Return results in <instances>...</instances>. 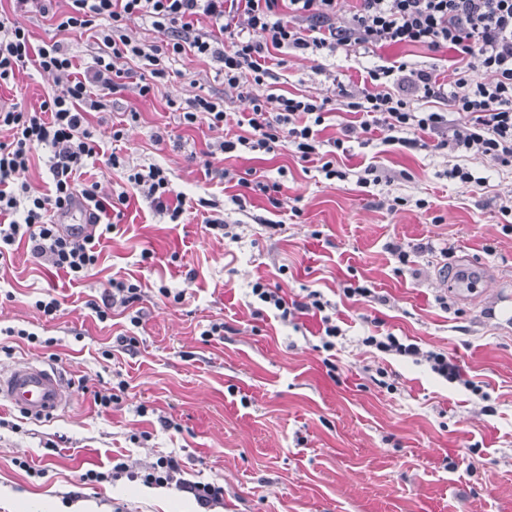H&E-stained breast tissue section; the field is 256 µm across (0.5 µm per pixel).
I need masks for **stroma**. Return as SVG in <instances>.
I'll return each mask as SVG.
<instances>
[{
    "mask_svg": "<svg viewBox=\"0 0 512 512\" xmlns=\"http://www.w3.org/2000/svg\"><path fill=\"white\" fill-rule=\"evenodd\" d=\"M23 23L34 43L65 39L77 65L91 63L90 34H59L35 15ZM275 57L270 93L318 98L399 58L442 74L452 69L450 52L424 47L357 57L284 48ZM168 72L149 98L130 90L105 98L90 117L96 153L79 180L115 194L127 184L107 166L110 154L159 165L187 197L182 223L134 201L101 239L98 263L82 281L53 274L23 244L0 268V368L41 361L72 396L68 408L39 420L0 405V512H69L79 503L87 512H206L176 486L110 477L116 464L140 471L168 454L182 480L223 484V503L207 512H512V324L489 319L482 294L459 299L447 287L472 263L483 278L512 279V214L500 209L512 195V169L479 165L486 185H463L445 177L447 156L383 143L376 130L339 164L376 165L391 177L377 186L326 180L319 161L289 154L219 155L208 175L190 154L221 133L185 128L177 108L198 95L221 98L235 134L250 104L192 54L169 61ZM62 88L30 66L0 88V108L34 112ZM133 111L138 121H129ZM116 126L124 130L117 143ZM251 168L283 184L279 207L222 176ZM238 195L245 208L235 204ZM397 196L406 205L388 209ZM419 199L428 210L416 207ZM215 217L236 225L237 238L206 233ZM391 242L408 263L388 250ZM427 243L451 253L428 255ZM115 278L141 282V326L119 313L99 322L88 308ZM259 278L289 298L321 291L344 330L335 350L321 348L319 318L286 326L270 313L254 316L248 288ZM358 281L387 304L346 298L343 287ZM162 286L171 297L159 294ZM49 295L60 302L52 319L34 306ZM441 296L449 310L439 307ZM214 320L224 322L223 337L202 341ZM17 329L36 333L40 344L14 337ZM387 332L447 350L486 399L358 342ZM122 335L137 338L135 351L117 347ZM121 382L119 403L101 411L94 392ZM90 469L102 480H86Z\"/></svg>",
    "mask_w": 512,
    "mask_h": 512,
    "instance_id": "obj_1",
    "label": "stroma"
}]
</instances>
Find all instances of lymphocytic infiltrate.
Returning <instances> with one entry per match:
<instances>
[{
	"label": "lymphocytic infiltrate",
	"mask_w": 512,
	"mask_h": 512,
	"mask_svg": "<svg viewBox=\"0 0 512 512\" xmlns=\"http://www.w3.org/2000/svg\"><path fill=\"white\" fill-rule=\"evenodd\" d=\"M20 14L35 13L56 22L58 30H96L98 47L87 69H78L64 41L34 44L20 22L0 21V85L17 71L34 64L37 70L66 82L63 93L42 101L39 112L0 111V128L9 133L0 140V267H5L15 243L26 242L33 258L55 271L81 280L98 262L95 233H76L54 222L73 204L88 211L92 224L109 212L127 206L126 193L110 196L98 183L83 184L76 176L94 154L87 116L102 106L104 96L133 90L149 97L167 71L161 61L170 55L192 53L216 64L228 88L249 98L248 131L219 144L225 153L270 155L281 151L302 161L327 153L320 170L326 179L346 180L335 156L345 151L356 132L386 131V143L419 151H446L453 163L446 177L475 183L470 163L479 160L512 166V0H355L340 14V0H66L67 10L56 0H13ZM287 17H280V6ZM139 19L162 33L164 44H147L131 38L126 22ZM391 45H421L432 51H452L457 65L447 80L406 62L368 68L359 86L340 89L336 98L258 95L274 72L268 61L272 50L291 48L318 54L343 50L366 55ZM123 59H138L144 71L130 76L119 68ZM447 101L444 112H423L413 98ZM359 114V125H348L337 138L320 139V127L329 105ZM181 125L201 124L209 129L226 127L228 114L219 101L195 97L180 112ZM45 151L51 174L49 193L32 191L24 175L35 152ZM112 169L136 187L156 213L170 223H180L185 198L177 192L166 171L151 164L127 163L117 154L107 159ZM255 315L273 313L282 324L298 316L319 314L324 350L335 349L342 335L327 301L319 291L302 299H287L280 288L256 279L249 291ZM142 298L141 284L112 280L101 301H89L99 321H107L113 308L129 310V321L139 325L132 308ZM362 345L385 355L425 365L433 374L462 385L473 394L481 388L465 374L447 351L425 349L394 334L361 337ZM180 464L171 455L158 457L143 475L151 485L178 484L197 504L213 507L224 500L223 485L179 481Z\"/></svg>",
	"instance_id": "lymphocytic-infiltrate-1"
}]
</instances>
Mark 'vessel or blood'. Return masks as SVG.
Listing matches in <instances>:
<instances>
[{
	"mask_svg": "<svg viewBox=\"0 0 512 512\" xmlns=\"http://www.w3.org/2000/svg\"><path fill=\"white\" fill-rule=\"evenodd\" d=\"M0 401L40 419L69 406L71 394L54 370L25 360L0 370Z\"/></svg>",
	"mask_w": 512,
	"mask_h": 512,
	"instance_id": "obj_1",
	"label": "vessel or blood"
}]
</instances>
